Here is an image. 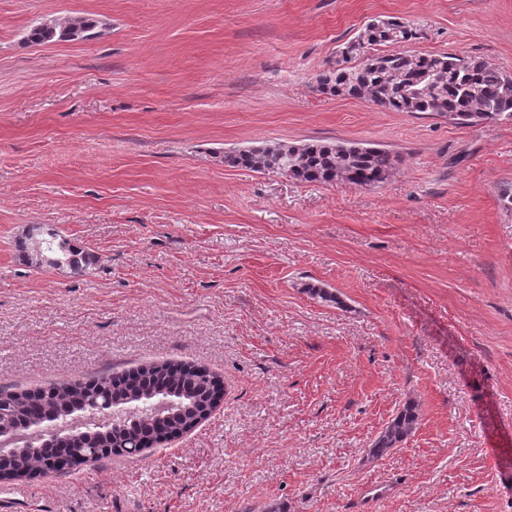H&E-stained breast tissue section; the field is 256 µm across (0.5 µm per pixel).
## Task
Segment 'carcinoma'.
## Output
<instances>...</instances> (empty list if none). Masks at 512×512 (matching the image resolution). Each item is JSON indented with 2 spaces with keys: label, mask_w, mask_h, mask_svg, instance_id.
Returning a JSON list of instances; mask_svg holds the SVG:
<instances>
[{
  "label": "carcinoma",
  "mask_w": 512,
  "mask_h": 512,
  "mask_svg": "<svg viewBox=\"0 0 512 512\" xmlns=\"http://www.w3.org/2000/svg\"><path fill=\"white\" fill-rule=\"evenodd\" d=\"M96 22L74 17L63 24L39 22L27 40L54 38L77 40L90 36ZM412 27L396 20L366 24L339 49L336 61L318 75L319 91L336 96L367 98L394 112L430 113L458 125L487 121H512V74L479 57L452 54L389 52L383 47L416 38ZM224 163L259 172H280L304 182L375 186L395 168L397 156L371 146L344 142L275 144L224 154ZM51 257L67 261L76 274L95 264V256L76 249L58 234L42 239ZM169 400L175 407L163 417L138 413L119 427L93 428L70 438L64 454L69 467L104 455L131 457L170 437L189 431L205 411L221 400L220 379L192 364H150L120 374L88 380H70L39 392H0L5 422L25 426L51 415L75 414L96 403ZM418 414L406 406L371 444L370 455L379 458L402 443L415 429ZM55 450L42 449L38 458L16 463V478L34 471L55 470Z\"/></svg>",
  "instance_id": "1"
}]
</instances>
